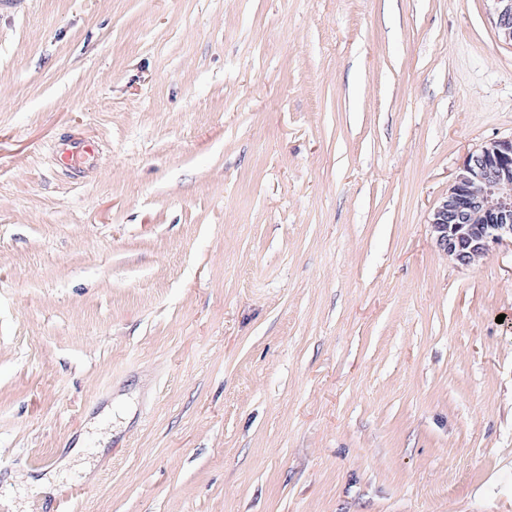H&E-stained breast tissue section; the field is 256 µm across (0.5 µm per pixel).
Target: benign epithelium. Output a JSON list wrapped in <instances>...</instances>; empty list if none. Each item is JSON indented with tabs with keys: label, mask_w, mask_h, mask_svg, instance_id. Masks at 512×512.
<instances>
[{
	"label": "benign epithelium",
	"mask_w": 512,
	"mask_h": 512,
	"mask_svg": "<svg viewBox=\"0 0 512 512\" xmlns=\"http://www.w3.org/2000/svg\"><path fill=\"white\" fill-rule=\"evenodd\" d=\"M493 2L498 37L512 45V0ZM430 224L437 245L461 266L512 239V138L467 156Z\"/></svg>",
	"instance_id": "1"
}]
</instances>
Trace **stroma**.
I'll return each mask as SVG.
<instances>
[{
  "mask_svg": "<svg viewBox=\"0 0 512 512\" xmlns=\"http://www.w3.org/2000/svg\"><path fill=\"white\" fill-rule=\"evenodd\" d=\"M510 137L492 0H0L6 512H512ZM429 224L437 245L461 266L512 240V137L467 156Z\"/></svg>",
  "mask_w": 512,
  "mask_h": 512,
  "instance_id": "1",
  "label": "stroma"
}]
</instances>
